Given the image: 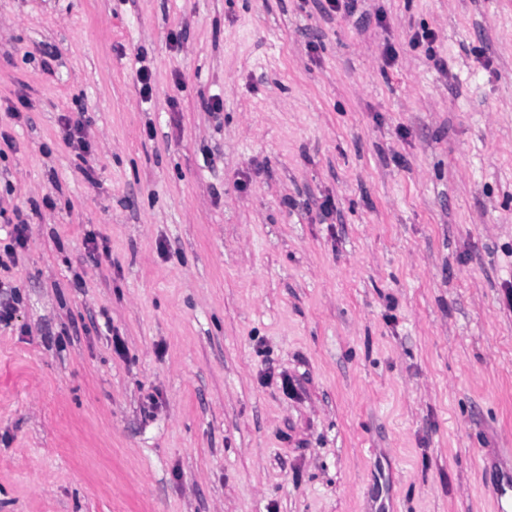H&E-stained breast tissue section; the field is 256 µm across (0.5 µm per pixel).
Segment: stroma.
<instances>
[{
	"mask_svg": "<svg viewBox=\"0 0 512 512\" xmlns=\"http://www.w3.org/2000/svg\"><path fill=\"white\" fill-rule=\"evenodd\" d=\"M0 131V512L512 504V0H0ZM26 231L27 224L25 222L15 224L12 242L4 247L3 254L0 251V270H9L10 264H15L18 251L26 248L28 242Z\"/></svg>",
	"mask_w": 512,
	"mask_h": 512,
	"instance_id": "stroma-1",
	"label": "stroma"
}]
</instances>
